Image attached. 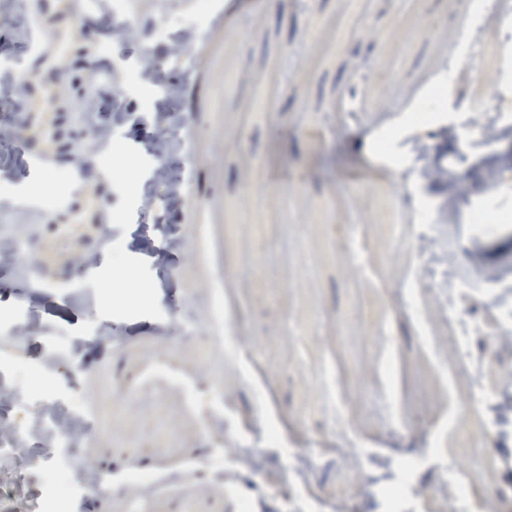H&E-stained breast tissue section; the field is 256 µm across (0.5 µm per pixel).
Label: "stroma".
<instances>
[{"label": "stroma", "mask_w": 512, "mask_h": 512, "mask_svg": "<svg viewBox=\"0 0 512 512\" xmlns=\"http://www.w3.org/2000/svg\"><path fill=\"white\" fill-rule=\"evenodd\" d=\"M133 24L171 23L168 38L114 41L102 0H0V74L20 72L23 96L0 95V128L17 127L23 152L0 154V239L22 234L31 252L0 264V314L21 313L39 335L0 360L11 384L15 362L37 365L57 341L80 343L77 384L53 377L33 386L36 408L77 389L92 434L78 449L79 471L119 475L132 468L180 475L147 500V512H280V463L316 440L336 444L316 489L338 512H384L380 491L397 463L424 456L411 494L448 506V475L464 469L485 492L512 495V346L485 356L474 337L459 352V321L491 328L512 300V223L477 230L471 214L494 198L512 208V129L485 113L488 99L512 113V37L493 27L504 0H256L199 15L198 0H125ZM473 8L491 33L479 49L459 37ZM197 37L179 56L183 26ZM111 47L96 56V44ZM67 56L58 59V48ZM153 55L181 97L162 86H131V71ZM61 78H54V71ZM442 115L424 126L409 115L434 85ZM94 97L100 124L128 112L110 165L84 121ZM177 116L190 145L173 154L184 190L173 201L152 191L157 159L148 144ZM493 137H468L475 118ZM465 174L461 191L427 179L419 148ZM47 155L84 179L53 201L21 173ZM370 170L363 183L348 176ZM452 209V238L419 223L418 209ZM452 241V316L421 258ZM39 266L49 290L31 308L21 267ZM132 270L135 306L108 303L111 270ZM224 286V375L212 380L191 339L168 340L185 312L206 335L214 285ZM259 358L246 363L244 348ZM283 434L266 444L265 423ZM473 438L463 447L454 429ZM262 448L254 489L237 462L245 443ZM496 450L492 469L470 468L473 449ZM220 458L223 483L193 474L189 462Z\"/></svg>", "instance_id": "stroma-1"}]
</instances>
